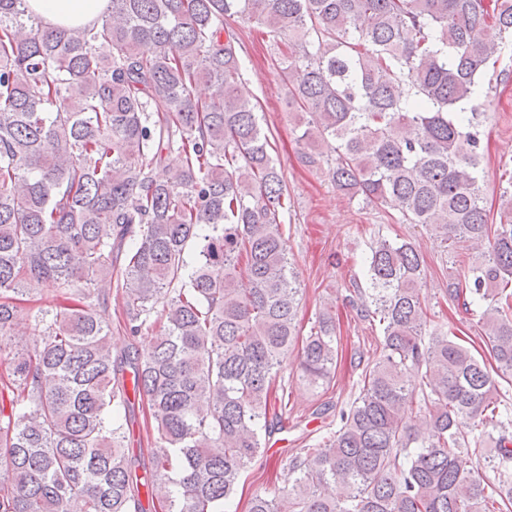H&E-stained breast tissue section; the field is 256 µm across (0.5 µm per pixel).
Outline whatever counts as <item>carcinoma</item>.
<instances>
[{
  "mask_svg": "<svg viewBox=\"0 0 512 512\" xmlns=\"http://www.w3.org/2000/svg\"><path fill=\"white\" fill-rule=\"evenodd\" d=\"M246 16L286 51L303 163L334 188L418 224L446 250L448 300L486 304L488 356L431 319L425 259L377 236L361 315L380 353L336 430L290 460L248 512H512V213L490 222L469 108L512 43V0H110L91 25L50 29L0 0V347L32 340L0 375V512H224L284 428L282 362L299 338L283 174L244 90ZM205 81L208 98L194 96ZM182 166L154 177L172 153ZM121 298L128 340L93 307ZM151 334L146 352L136 347ZM338 362L333 317L301 348L311 387ZM147 404L155 453L127 444ZM69 295H58L55 296L52 292L46 290H34L31 291L26 297L25 301L18 303L20 318L22 322L30 324L28 321L29 314L35 311L38 307H47L56 304L67 305L70 301L66 300L65 297Z\"/></svg>",
  "mask_w": 512,
  "mask_h": 512,
  "instance_id": "obj_1",
  "label": "carcinoma"
}]
</instances>
